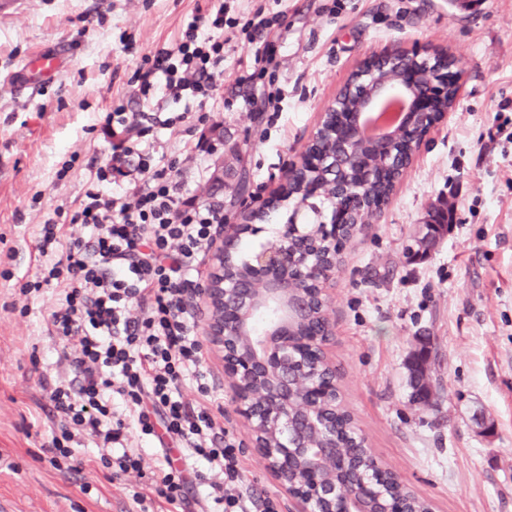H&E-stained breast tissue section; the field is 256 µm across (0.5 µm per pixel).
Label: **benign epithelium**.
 Here are the masks:
<instances>
[{
	"mask_svg": "<svg viewBox=\"0 0 512 512\" xmlns=\"http://www.w3.org/2000/svg\"><path fill=\"white\" fill-rule=\"evenodd\" d=\"M452 66L453 60L444 52L422 58L414 52L395 51L354 71L349 91L357 107L345 111H338L333 105L327 108L334 115V123L349 129L342 150H319L325 135L321 125L302 162L291 169L293 173L325 169L333 176L336 168L354 163L356 176L352 182L340 187L331 183L336 188L337 206L332 223L358 224L365 213L379 214L388 197L380 196L367 204L363 195L352 188L364 186L377 170L396 180L402 176L404 169L398 167L401 155L414 156L430 129L447 114L439 111V105L448 90L458 88V78L450 71ZM395 88L404 91L406 98L386 102L381 111L389 107L399 114V119L382 135L365 138L362 114L378 108L381 98ZM241 235L240 224L220 227L211 249L206 281L194 300L205 342L221 356L232 392L233 413L247 427L253 447L284 491L288 512H314L312 505L317 503L330 505V512H368L365 497L342 494L344 484L338 485L334 479L324 482L322 472L331 449L300 431L293 403L298 387L310 390L315 403L336 393V367L332 364L327 387L309 384L308 351L296 340L303 335L301 323L313 314L314 304L329 316L327 283L336 264L318 267L312 263L306 255L305 231L293 221L285 225L280 239L271 247L253 254L246 277L229 283L224 280V266L233 259ZM291 260L300 267L299 280L279 276ZM312 285L318 291L314 297L310 294ZM264 310L275 312L274 321L265 335L255 336L249 319ZM334 336V324L329 321L324 332L311 337L310 344L326 355ZM270 419L275 420L271 430ZM296 462L306 475L299 484L288 481V470Z\"/></svg>",
	"mask_w": 512,
	"mask_h": 512,
	"instance_id": "7a95c632",
	"label": "benign epithelium"
}]
</instances>
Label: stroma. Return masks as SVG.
I'll return each instance as SVG.
<instances>
[{
  "instance_id": "35a3bbf8",
  "label": "stroma",
  "mask_w": 512,
  "mask_h": 512,
  "mask_svg": "<svg viewBox=\"0 0 512 512\" xmlns=\"http://www.w3.org/2000/svg\"><path fill=\"white\" fill-rule=\"evenodd\" d=\"M214 0H21L0 13V512H136L130 487L152 489L178 448L145 451L143 474L113 479L93 437L76 461L54 467L47 450L52 412L40 387L75 341L49 336L53 289L22 295L42 260L40 224L75 208L96 167L112 154L98 122L130 112H197V105L141 96L143 56L175 47L181 30ZM266 0H225L224 74L207 104L206 128L186 121L155 131L154 150L224 221L265 207L300 163L324 110L369 59L404 49L447 52L462 72L459 101L431 129L375 223L342 243L329 283L336 335L328 354L341 403L384 468L433 512H512V0H280L281 25L265 39L269 60L253 62L243 25ZM69 46L57 79L19 100L6 76L34 51ZM247 75L243 87L235 76ZM278 114L262 111L265 95ZM206 137L207 152L190 151ZM231 164L215 185L217 160ZM448 234L425 258L407 253L432 208ZM253 221L252 249L290 219L329 221L292 202ZM429 343L437 359L438 406L409 400L406 364ZM241 441L255 498L288 501L232 411L221 420Z\"/></svg>"
}]
</instances>
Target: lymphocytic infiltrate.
<instances>
[{
    "mask_svg": "<svg viewBox=\"0 0 512 512\" xmlns=\"http://www.w3.org/2000/svg\"><path fill=\"white\" fill-rule=\"evenodd\" d=\"M224 61V13L188 20L175 48L162 47L136 71L142 92L159 91L178 103L213 99ZM183 115L116 109L102 116L120 127L107 165L98 167L83 199L64 224L89 226V237L64 238V224L42 225L37 250L49 258L44 275L21 294L58 288L63 302L49 312L48 332L77 340L63 353L62 371L40 385L60 416L51 464L75 455L81 435L103 445L123 443L119 456L101 454L116 476L142 473V443L189 449L186 468H162L155 486L168 505L184 503L189 477L206 488L212 512H253L243 490V449L228 437L214 411L220 397L204 366L203 345L191 304L200 266L224 222L222 204H198L148 145L155 128H173ZM195 385L197 402L184 400Z\"/></svg>",
    "mask_w": 512,
    "mask_h": 512,
    "instance_id": "1",
    "label": "lymphocytic infiltrate"
}]
</instances>
